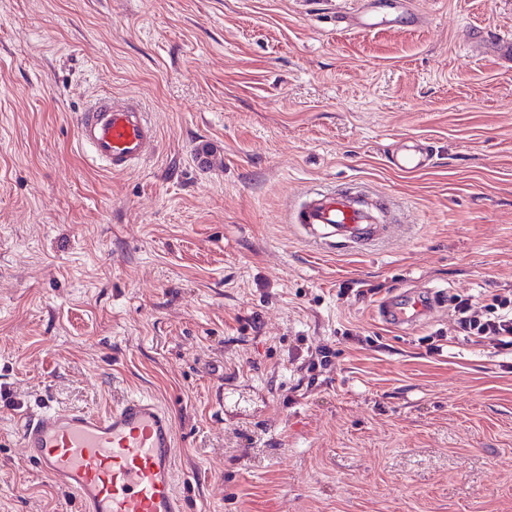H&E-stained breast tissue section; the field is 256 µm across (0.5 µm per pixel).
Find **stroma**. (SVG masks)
Instances as JSON below:
<instances>
[{
	"label": "stroma",
	"mask_w": 512,
	"mask_h": 512,
	"mask_svg": "<svg viewBox=\"0 0 512 512\" xmlns=\"http://www.w3.org/2000/svg\"><path fill=\"white\" fill-rule=\"evenodd\" d=\"M411 2L420 26L364 29L322 0H0V512L79 509L24 461L29 409L127 395L170 412L188 512H512V351L444 306L374 317L512 287V67L459 42L512 33V0ZM101 94L149 110L148 166L88 163ZM409 138L431 168L387 165ZM319 185L388 195L401 234L316 250L288 210ZM439 307L437 296L428 287L404 288L381 301L376 317L394 328H409L425 321Z\"/></svg>",
	"instance_id": "35a3bbf8"
}]
</instances>
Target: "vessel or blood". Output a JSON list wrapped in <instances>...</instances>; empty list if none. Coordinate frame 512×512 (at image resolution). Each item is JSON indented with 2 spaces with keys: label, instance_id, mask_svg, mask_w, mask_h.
Masks as SVG:
<instances>
[{
  "label": "vessel or blood",
  "instance_id": "1",
  "mask_svg": "<svg viewBox=\"0 0 512 512\" xmlns=\"http://www.w3.org/2000/svg\"><path fill=\"white\" fill-rule=\"evenodd\" d=\"M337 21L350 26L416 27L421 23L407 0H356L354 7H333ZM470 47L491 50L512 63V36L468 37ZM78 142L92 162L114 173L146 165L153 158L157 130L143 104L132 97L97 96L77 116ZM429 145L403 142L389 163L404 172L430 167ZM387 205L377 199L363 206L358 194L319 187L306 192L290 208V223L300 225L324 249L337 244L360 250L398 230L377 223ZM428 288H404L381 301L376 317L394 328L425 321L438 308ZM19 438L24 459L72 492L81 512H186L174 489L177 453L173 423L150 398L126 396L104 412L45 404L27 413Z\"/></svg>",
  "mask_w": 512,
  "mask_h": 512
}]
</instances>
